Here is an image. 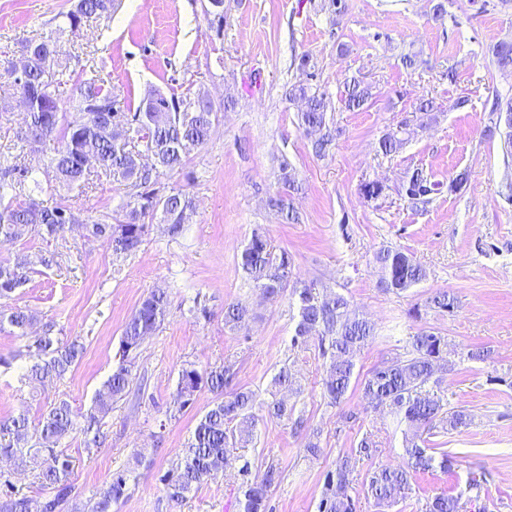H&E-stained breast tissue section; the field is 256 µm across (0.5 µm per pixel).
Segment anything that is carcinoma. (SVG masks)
I'll use <instances>...</instances> for the list:
<instances>
[{"mask_svg": "<svg viewBox=\"0 0 512 512\" xmlns=\"http://www.w3.org/2000/svg\"><path fill=\"white\" fill-rule=\"evenodd\" d=\"M111 0H78L76 8L65 15L71 31L108 12ZM22 52L31 57L29 72L14 84L31 98L25 124L41 131L35 142L28 134L20 137V151L31 149L44 156L43 175L52 187L74 189L88 181L90 170L84 165L88 155L97 158L99 174L128 185L132 193L118 209L84 223L86 237L106 244L116 254L131 255L140 250L147 234L148 222L159 219L170 236H177L188 223L193 201L185 192L168 188L162 176L179 171L191 150L206 144L215 129L217 111L200 100L180 106L163 98L170 112H145L138 106L134 112H123L119 94L96 73L79 79L77 95L69 111L60 107L58 77L70 71V61L59 57L53 44L44 39H29ZM497 67L512 70V44L493 48ZM289 98L301 102L298 119L304 131H320L312 140L314 153L323 157L329 151L339 130L330 124V100L326 93L304 84L291 88ZM372 98V88L362 81L345 83L342 101L347 109H358ZM413 135L411 124L404 121L396 129L384 133L378 151L385 155L398 153ZM31 171L17 155H0V240L17 241L35 233L42 238H57L67 224L63 216L71 208L62 199L51 202L33 194L29 187ZM440 189L423 171H418L414 190L405 194L410 205H428ZM269 207L283 221L297 224L299 213L278 192L269 198ZM381 272L380 286L387 291H405L426 278V269L408 254L384 248L373 254ZM237 264L253 287L268 300L281 297L288 287L292 264L288 252H276L267 236L252 233L237 257ZM30 280L25 266L0 261V300H11ZM297 297L294 343H305L315 337L319 346L330 352L329 376L324 382L330 403H338L348 392L362 349L374 340L372 323L350 308V300L341 293H323L315 284L292 289ZM430 308L452 312L456 298L438 290L428 299ZM168 307V291L155 288L146 295L124 326L121 357L112 374L98 390L91 411L79 417L65 400L53 404L35 427L20 414L0 419V457L15 461L22 468L37 472L42 487L49 495L41 502L18 494L9 482L0 492V512H112V504L125 494L127 474H112L110 483L98 496L83 505L75 503V486L71 480L72 461L58 450L59 442L72 433L84 435L85 447L100 445L103 419L112 411V403L126 394L133 381L130 353L136 351L149 336L155 335L164 321ZM248 306L240 301L224 305V324L241 328L250 320ZM36 315L25 307L0 309V326L8 324L14 336L29 337ZM33 345L41 353V362L28 370V377L42 383L62 378L83 354L84 346L76 338L60 339L47 329L33 337ZM448 342L430 330L412 337L404 356L374 369L362 383L368 402L385 406L405 423V468H382L369 478V490L380 505L391 506L405 497L411 480L434 466L448 469V451L442 443L424 434L435 428L438 420L457 429L466 424L463 410L443 411L440 400L426 389L432 376L443 368ZM232 365L199 369L194 364L182 367L177 386L179 409L194 403L197 392L206 389L215 395L212 407L199 419L193 435L182 450L180 463L159 477L168 498L179 502L193 487L215 477V464L224 459L227 449L245 446L253 441L255 410L267 412L272 419H286L292 414L282 399L259 402L256 394L244 388H229ZM358 458L347 456L336 469V489L326 495L320 512H355L348 494L351 476ZM246 481L237 498L238 512H268V495L278 482L279 473L268 467L262 475L251 476L250 464L242 467ZM457 498L436 496L426 504V512H458Z\"/></svg>", "mask_w": 512, "mask_h": 512, "instance_id": "1", "label": "carcinoma"}]
</instances>
